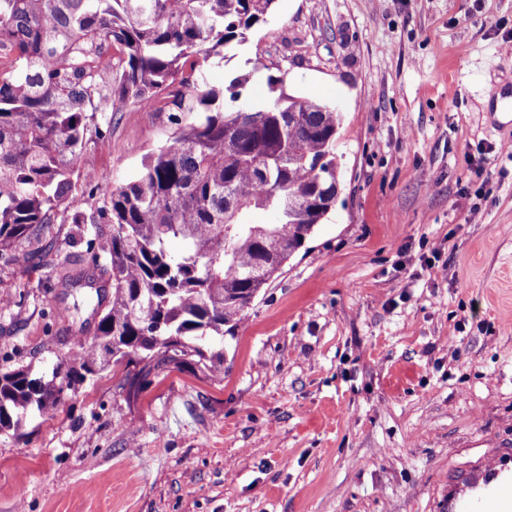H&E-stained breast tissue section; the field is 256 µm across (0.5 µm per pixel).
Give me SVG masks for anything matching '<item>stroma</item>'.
<instances>
[{
    "mask_svg": "<svg viewBox=\"0 0 512 512\" xmlns=\"http://www.w3.org/2000/svg\"><path fill=\"white\" fill-rule=\"evenodd\" d=\"M507 40L512 0H275L206 79L335 105V207L209 342L223 378L111 367L1 432L0 512H483L512 479ZM174 130L114 114L77 188L102 206ZM52 260L0 257V370L46 382L97 323L60 314Z\"/></svg>",
    "mask_w": 512,
    "mask_h": 512,
    "instance_id": "obj_1",
    "label": "stroma"
}]
</instances>
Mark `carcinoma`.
<instances>
[{
  "label": "carcinoma",
  "instance_id": "obj_1",
  "mask_svg": "<svg viewBox=\"0 0 512 512\" xmlns=\"http://www.w3.org/2000/svg\"><path fill=\"white\" fill-rule=\"evenodd\" d=\"M273 2L0 0V251L25 258L58 222L112 225L88 268L67 254L55 269V287L79 295L73 308L101 311L67 383L123 363L140 381L167 364L223 374L208 340L234 334L335 206V108L283 90L252 107L246 79L222 89L205 77ZM131 104L169 113L178 129L89 214L74 176ZM182 112L203 117L183 127ZM264 210L278 222L257 223ZM59 393L23 369L0 371V431L51 412Z\"/></svg>",
  "mask_w": 512,
  "mask_h": 512
}]
</instances>
